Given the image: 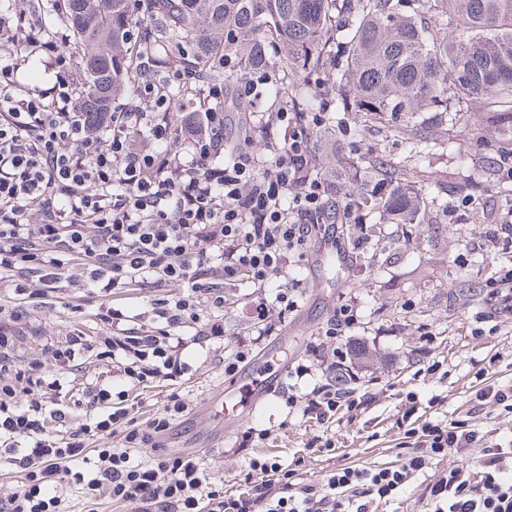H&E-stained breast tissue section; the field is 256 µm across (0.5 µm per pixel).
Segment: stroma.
Segmentation results:
<instances>
[{"instance_id": "35a3bbf8", "label": "stroma", "mask_w": 512, "mask_h": 512, "mask_svg": "<svg viewBox=\"0 0 512 512\" xmlns=\"http://www.w3.org/2000/svg\"><path fill=\"white\" fill-rule=\"evenodd\" d=\"M492 111L488 103L462 104L457 125L444 133L446 149L434 151L418 167L405 161L401 143L385 140L378 126L355 112L347 114L341 132L313 139L323 173L341 186L346 183L337 164L341 158L361 167L379 161L402 168L405 178L422 190L420 213L413 224H386L379 214L367 216V223L379 224L381 232L366 249L385 260L384 271L351 261L334 266L321 262L328 242L345 246V235L337 232L313 238L304 257H291L290 270L300 273L305 283L300 307L287 318L281 335L265 337L254 347L248 363L259 364L273 354L293 366L306 357L312 336L341 301L354 299L361 318L352 341L360 356L352 367L357 383L371 394L366 409L324 431L300 415H289L282 397L287 385L281 382L255 410L224 426L216 412L225 389L235 383L224 372V359L247 333L255 298L252 288L241 284L236 288L238 304L222 315L223 337L188 348L189 371L176 384L160 382L144 397L138 424L162 411L169 389L180 390L192 409L174 422L168 445L196 452L214 481L240 493L247 489L244 477L252 458L278 462L304 481L345 467L401 464L408 447L397 421L407 393L423 402L436 400L437 417L452 420L470 409L478 369L490 368L495 381L512 380V320H505L492 336L477 337L469 330L470 317L482 308L480 288L496 268L488 234L512 213V160L499 158L504 133L493 124ZM458 143L465 144L464 155L454 152ZM165 293L147 280L114 289L105 299L71 287L49 294L21 308L18 327L36 328L39 335L20 340L19 357L43 358V339L61 341L77 328L100 335L96 313L104 302L129 315L130 327H139L138 315L148 300ZM425 333L434 338L426 355L419 350ZM433 361L440 370L431 374L427 365ZM251 428L270 430L271 435L255 447L240 448L242 433ZM323 434L332 438L334 450L311 447V440Z\"/></svg>"}]
</instances>
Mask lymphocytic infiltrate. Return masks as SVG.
<instances>
[{
	"label": "lymphocytic infiltrate",
	"instance_id": "1",
	"mask_svg": "<svg viewBox=\"0 0 512 512\" xmlns=\"http://www.w3.org/2000/svg\"><path fill=\"white\" fill-rule=\"evenodd\" d=\"M52 53L56 82L50 93L19 89L16 74L26 58L18 45ZM231 80L196 82L193 95L214 102L199 128L174 133L168 121L169 86L193 80L171 67L161 78L137 85L110 114L99 134L77 110L71 59L22 26L18 15L0 13V284L18 296L32 286L56 291L69 262L83 272L76 285L91 294L144 279L179 287L178 295L151 300L140 329L127 315L101 307L103 335L78 332L49 346L48 361L19 362L13 325L18 310L0 305V459L22 477L18 491L0 497V512H58L67 485L86 484L130 512H380L419 474L430 473V512H512V436L485 438L470 420L428 416L408 426L409 452L391 467H346L314 482L296 481L278 463L250 459L260 471L248 494L211 482L198 456L168 449L164 434L188 412L178 391L167 394L160 416L138 425L130 412V388L163 379L177 381L189 368V340L221 337L211 319L239 283L259 293L249 317L256 339L279 332L297 311L302 281L288 272L313 231L334 219L352 228L355 249L371 237L353 208L334 215L333 185L319 169L311 140L323 116L280 105L274 112L252 106L270 85L268 66L243 70L237 56H223ZM179 136L183 150L169 152ZM262 150H254L255 140ZM223 154V165L212 162ZM491 237L504 266L487 281L484 310L471 333L485 335L492 315L512 316V220ZM359 322L354 300L336 308L310 343L322 377L286 396L302 418L327 425L341 412L363 409L369 395L336 385V371L352 353L350 333ZM194 337H186L187 329ZM111 363L114 382L85 383L79 403L87 423L70 426L62 406V382L88 358ZM65 427L56 439L47 421ZM104 441L92 475L75 470L91 439ZM134 448L151 449L132 463ZM472 456L475 465L430 472L434 459Z\"/></svg>",
	"mask_w": 512,
	"mask_h": 512
}]
</instances>
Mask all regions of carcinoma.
<instances>
[{"instance_id": "obj_1", "label": "carcinoma", "mask_w": 512, "mask_h": 512, "mask_svg": "<svg viewBox=\"0 0 512 512\" xmlns=\"http://www.w3.org/2000/svg\"><path fill=\"white\" fill-rule=\"evenodd\" d=\"M141 20L128 0H66L63 20L79 73L82 111L103 128L116 97L143 57L164 53L166 63L190 69L212 84L225 82L217 54L233 51L244 68L267 64L266 45L280 44L279 71L291 77L296 112H323L326 128L340 114L360 112L401 140L417 159L438 141L418 131L401 137L402 112H436V126L458 121L456 104H509L496 121L512 133V0H144ZM435 11L440 30L418 24L416 13ZM324 74L336 85L327 107L309 90ZM356 210L382 209L412 223L418 189L394 182V172L354 168Z\"/></svg>"}]
</instances>
